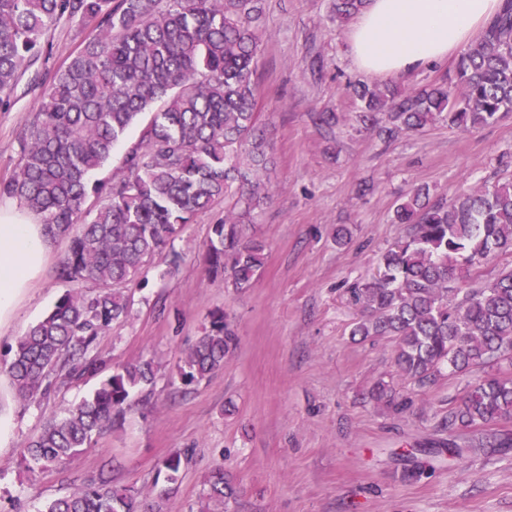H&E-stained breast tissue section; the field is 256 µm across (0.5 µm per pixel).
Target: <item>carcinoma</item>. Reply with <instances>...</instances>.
I'll return each instance as SVG.
<instances>
[{"mask_svg":"<svg viewBox=\"0 0 512 512\" xmlns=\"http://www.w3.org/2000/svg\"><path fill=\"white\" fill-rule=\"evenodd\" d=\"M367 0H332L339 22ZM62 20L84 33L78 49L56 70L21 140V162L0 179V197L16 199L43 224L45 235L67 241L58 276L77 287L19 338L5 371L22 404L48 395L57 379L97 373L96 342L130 315V285L156 254L171 249L182 227L224 203L212 225L206 263L237 291L252 286L267 244L246 234L268 199L264 173L274 167L257 112L254 80L263 39V0H0V106L18 87L26 65L52 55L48 31ZM352 102L365 126L392 137L436 123L462 130L512 113V0L482 38L439 83L419 89L395 84L352 85ZM133 127L138 135L127 140ZM125 144L118 171L93 172ZM95 200L91 219L85 206ZM408 238L387 249L376 276L348 288L361 317L351 337H389L395 364L422 388L443 368L466 374L512 361V266L476 287L472 273L512 254V181L433 200L426 187L410 191L394 210ZM238 347L234 320L212 315L210 329L177 366L183 387L198 384ZM150 360L115 368L91 397L51 418L24 446L31 471H49L78 457L119 419L131 395L154 383ZM371 398L397 414L412 396L379 382ZM512 379L486 375L467 385L448 408L438 455L512 450ZM468 436L466 447L455 441ZM183 467L178 453L164 458L159 499L173 493ZM235 477L216 466L203 499L229 508ZM128 488L100 476L96 485L55 498L43 512H138Z\"/></svg>","mask_w":512,"mask_h":512,"instance_id":"obj_1","label":"carcinoma"}]
</instances>
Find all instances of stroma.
<instances>
[{"mask_svg":"<svg viewBox=\"0 0 512 512\" xmlns=\"http://www.w3.org/2000/svg\"><path fill=\"white\" fill-rule=\"evenodd\" d=\"M330 5L264 0L254 79L275 167L270 197L249 228L268 245L259 278L237 292L209 273L210 226L223 207L185 225L174 242L179 269L170 271L168 255H157L132 289L129 320L97 341L108 366L153 360L154 385L137 394L120 424L56 469L27 472L23 446L50 417L91 396L102 374L60 383L25 407L0 373V417L11 425L0 447V512H42L102 474L150 495L160 461L175 452L187 461L165 512L199 507L204 480L219 464L240 485L232 512H512V451L437 462L430 454L446 439L440 419L474 374L445 373L413 388L394 363L390 338L351 339L359 311L346 293L348 284L376 273L382 252L407 238L408 225L392 215L410 189L426 187L448 200L512 174V114L479 129L437 125L390 140L360 128L349 85L374 78L355 66L349 26L331 19ZM79 40L74 25L58 23L49 61L27 68L0 107V179L16 170L42 90ZM324 110L336 113L335 127L314 123L313 113ZM342 227L350 238L340 246ZM66 251V241H50L41 275L0 324V360L70 290L56 274ZM222 310L236 317V352L208 380L177 392L182 353ZM380 380L413 393L412 409L397 416L370 402L366 394ZM430 462L434 471L406 477Z\"/></svg>","mask_w":512,"mask_h":512,"instance_id":"obj_1","label":"stroma"}]
</instances>
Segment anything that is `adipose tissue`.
Wrapping results in <instances>:
<instances>
[{"mask_svg":"<svg viewBox=\"0 0 512 512\" xmlns=\"http://www.w3.org/2000/svg\"><path fill=\"white\" fill-rule=\"evenodd\" d=\"M501 8L502 0H369L346 41L361 72L401 78L460 50ZM48 247L41 224L0 206V321L40 274Z\"/></svg>","mask_w":512,"mask_h":512,"instance_id":"adipose-tissue-1","label":"adipose tissue"}]
</instances>
